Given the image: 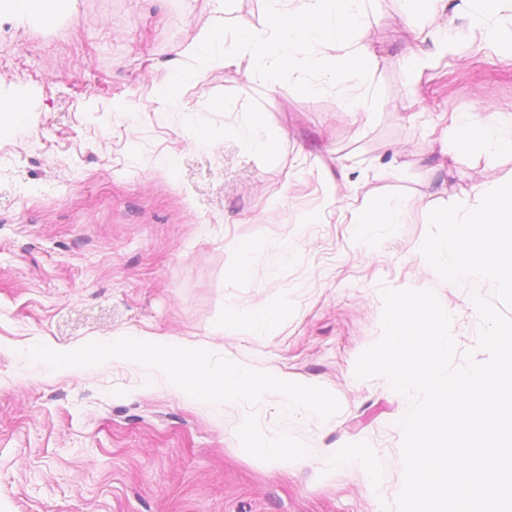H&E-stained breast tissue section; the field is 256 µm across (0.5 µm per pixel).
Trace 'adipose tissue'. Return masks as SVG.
Returning <instances> with one entry per match:
<instances>
[{"label":"adipose tissue","instance_id":"adipose-tissue-1","mask_svg":"<svg viewBox=\"0 0 512 512\" xmlns=\"http://www.w3.org/2000/svg\"><path fill=\"white\" fill-rule=\"evenodd\" d=\"M445 7L452 11L467 12L472 19L483 26L488 40L503 45L512 43V30L502 23L504 12L512 11V0H442ZM433 43L440 52H447L453 45V34L450 29L438 26L432 29H421L415 38L406 43L404 57L411 64L415 74H423L429 67L431 58L424 52V43ZM441 159H453L460 153L474 147L489 152H501L512 149V137L502 135L494 114L487 113L480 117H465L455 122L450 135L438 142ZM250 451L266 460L278 464L289 465L306 456L309 451L297 447L287 435L277 437L250 436Z\"/></svg>","mask_w":512,"mask_h":512}]
</instances>
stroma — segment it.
<instances>
[{
	"label": "stroma",
	"instance_id": "obj_1",
	"mask_svg": "<svg viewBox=\"0 0 512 512\" xmlns=\"http://www.w3.org/2000/svg\"><path fill=\"white\" fill-rule=\"evenodd\" d=\"M368 14L379 64L367 85L305 96L218 62L170 105L157 86L188 64L208 0H71L52 22L0 11V99L25 108L0 128V512H393V423L408 402L357 378L356 360L381 335L385 286L434 290L458 314V353L475 348L472 296L491 284L446 286L420 246L434 208L512 181V153L475 148L444 168L431 132L444 115L492 112L512 133V55L465 16L425 13L418 24L446 21L455 47L416 79L397 0ZM359 94L372 105L364 124L347 109ZM256 115L288 133L272 155L224 136ZM397 196L403 224L355 241L342 208ZM313 211L324 223H306ZM243 261L251 277L229 278ZM270 305L285 308L277 325L254 331L249 311ZM129 332L285 371L341 409L284 418L269 395L218 415L144 385L137 365L47 374L22 355ZM251 433L287 434L311 454L271 469L246 451ZM334 448L367 453L371 468L325 470Z\"/></svg>",
	"mask_w": 512,
	"mask_h": 512
}]
</instances>
